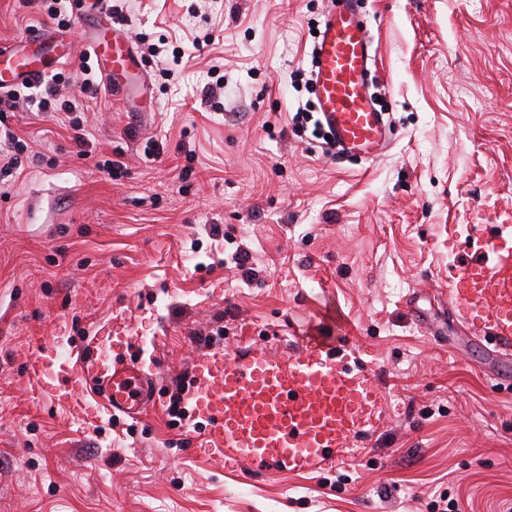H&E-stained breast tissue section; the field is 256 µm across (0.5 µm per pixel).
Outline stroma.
<instances>
[{"mask_svg": "<svg viewBox=\"0 0 512 512\" xmlns=\"http://www.w3.org/2000/svg\"><path fill=\"white\" fill-rule=\"evenodd\" d=\"M331 6L130 0L148 80L130 106L91 101L88 155L57 115L8 116L42 160L0 197V512H431L442 495L512 512V361L473 344L442 297L469 258L449 229L512 224V0H363L391 122L370 161L293 131L311 95L291 74L310 69ZM46 26L38 5L0 0V43ZM152 44L181 57L173 78ZM332 314L386 387L388 418L356 459L249 478L168 426L208 353L197 333L275 353ZM127 333L159 339L157 405L133 429L92 406L81 429L30 388L41 340Z\"/></svg>", "mask_w": 512, "mask_h": 512, "instance_id": "stroma-1", "label": "stroma"}]
</instances>
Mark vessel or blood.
Returning <instances> with one entry per match:
<instances>
[{
  "mask_svg": "<svg viewBox=\"0 0 512 512\" xmlns=\"http://www.w3.org/2000/svg\"><path fill=\"white\" fill-rule=\"evenodd\" d=\"M78 21L86 47L102 69L113 100L126 99V80L141 70L124 28L113 21L108 0ZM313 85L320 119L343 154L377 158L389 144V123L371 92L377 63L374 39L357 0H339L326 15L314 48ZM65 37L39 33L25 48L0 45V92L35 83L63 66ZM477 258L448 288V307L475 329L487 352L512 342V225L468 233ZM157 342L143 336H110L71 344H42L27 368L40 401L64 402L80 411L95 399L109 415L139 419L151 403L156 374L145 367ZM378 374L345 340L297 336L272 356L252 349L226 358L209 353L198 365L187 396L186 433L225 465L246 463L252 475L315 473L355 458L385 412Z\"/></svg>",
  "mask_w": 512,
  "mask_h": 512,
  "instance_id": "1",
  "label": "vessel or blood"
}]
</instances>
